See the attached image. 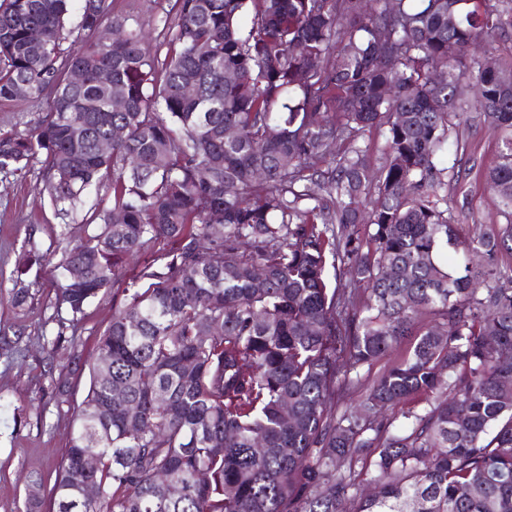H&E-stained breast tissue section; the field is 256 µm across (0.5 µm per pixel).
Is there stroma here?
<instances>
[{"instance_id": "1", "label": "stroma", "mask_w": 512, "mask_h": 512, "mask_svg": "<svg viewBox=\"0 0 512 512\" xmlns=\"http://www.w3.org/2000/svg\"><path fill=\"white\" fill-rule=\"evenodd\" d=\"M175 0H114V13L129 15L142 28L151 51L165 54L170 32L164 24ZM449 139L455 149L445 158L443 178L448 184L456 223L463 234L478 235L483 224H501L496 197L486 191L484 175L500 158V135L479 120L454 127ZM44 184L41 165L15 174H0V512H23L24 483L42 485L40 512H53L52 488L75 424V411L85 397L89 377L64 369L51 353L54 342L74 351L85 364L97 355L100 333L122 300L125 281L137 273L129 263L107 293L88 307L79 324L57 303L60 232L83 236L82 225H64L40 200ZM37 247L50 267H32L23 276L16 262L25 250ZM28 290L25 305L12 303L15 286Z\"/></svg>"}]
</instances>
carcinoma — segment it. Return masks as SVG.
<instances>
[{
    "instance_id": "obj_1",
    "label": "carcinoma",
    "mask_w": 512,
    "mask_h": 512,
    "mask_svg": "<svg viewBox=\"0 0 512 512\" xmlns=\"http://www.w3.org/2000/svg\"><path fill=\"white\" fill-rule=\"evenodd\" d=\"M75 1L76 29L95 34L111 0H0V110L51 93L41 120L0 138V173L41 164L47 204L73 219L112 178L84 236L61 232L57 299L72 320L145 260L100 334L55 512H512V268L495 263L512 252V57L494 73L477 57L494 49L498 10L176 0L161 57L127 16L112 17L114 42L73 39ZM466 79L509 134L485 174L508 223L470 240L440 168ZM115 127L125 135L104 154ZM373 128L378 168L363 148L336 153ZM449 250L466 256L451 271ZM44 261L27 250L17 273ZM330 271L366 283L367 299L329 288ZM39 499L33 481L25 512Z\"/></svg>"
}]
</instances>
